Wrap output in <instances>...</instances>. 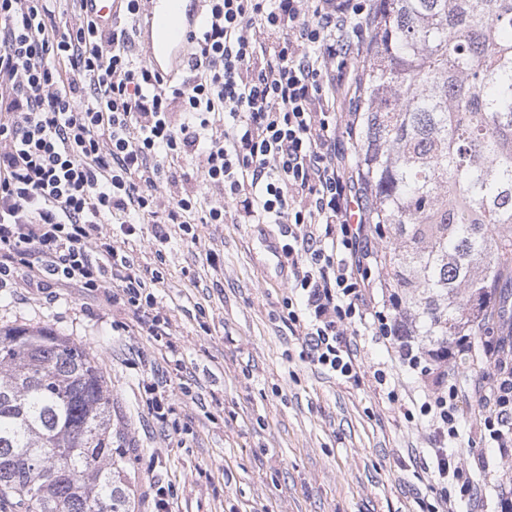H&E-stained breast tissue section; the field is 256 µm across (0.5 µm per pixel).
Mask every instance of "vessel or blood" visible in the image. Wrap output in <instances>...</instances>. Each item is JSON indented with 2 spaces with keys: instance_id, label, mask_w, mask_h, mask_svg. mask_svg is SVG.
Instances as JSON below:
<instances>
[{
  "instance_id": "1",
  "label": "vessel or blood",
  "mask_w": 512,
  "mask_h": 512,
  "mask_svg": "<svg viewBox=\"0 0 512 512\" xmlns=\"http://www.w3.org/2000/svg\"><path fill=\"white\" fill-rule=\"evenodd\" d=\"M85 11L102 29L120 14L121 0H83ZM202 15L201 0H143L137 22V49L160 75L181 58Z\"/></svg>"
}]
</instances>
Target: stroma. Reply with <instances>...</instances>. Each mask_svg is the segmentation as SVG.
<instances>
[{
    "label": "stroma",
    "instance_id": "1",
    "mask_svg": "<svg viewBox=\"0 0 512 512\" xmlns=\"http://www.w3.org/2000/svg\"><path fill=\"white\" fill-rule=\"evenodd\" d=\"M198 240L172 236L160 293L183 371L103 295L75 285L55 300L18 285L0 291V326L49 327L92 351L112 386V426L124 436L136 512H151L150 485L175 493V512H418L431 475L414 462L427 434L374 387L383 345L358 337L359 383L321 374L282 321L286 270L265 245L273 224H200ZM219 254L220 269L206 264ZM210 330L202 332L199 318ZM166 382L188 431L160 428L143 381ZM195 401L183 404L181 389Z\"/></svg>",
    "mask_w": 512,
    "mask_h": 512
}]
</instances>
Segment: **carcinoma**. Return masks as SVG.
Returning <instances> with one entry per match:
<instances>
[{
    "label": "carcinoma",
    "mask_w": 512,
    "mask_h": 512,
    "mask_svg": "<svg viewBox=\"0 0 512 512\" xmlns=\"http://www.w3.org/2000/svg\"><path fill=\"white\" fill-rule=\"evenodd\" d=\"M356 168L403 336L448 356L509 314L512 0H376ZM112 388L47 327L0 326V512H135Z\"/></svg>",
    "instance_id": "obj_1"
}]
</instances>
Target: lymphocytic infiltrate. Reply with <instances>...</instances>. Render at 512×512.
I'll return each instance as SVG.
<instances>
[{
  "label": "lymphocytic infiltrate",
  "mask_w": 512,
  "mask_h": 512,
  "mask_svg": "<svg viewBox=\"0 0 512 512\" xmlns=\"http://www.w3.org/2000/svg\"><path fill=\"white\" fill-rule=\"evenodd\" d=\"M55 0H0V288L73 284L131 313L171 357V321L158 301L168 226L196 242L199 224H277L288 264L286 321L310 362L360 379L351 338L367 330L430 391L404 408L432 448L435 505L420 512H483L476 472L512 462V368L498 340L482 342L471 388L436 351L401 336L371 268L373 229L346 171L333 79L357 37L363 0H203V19L176 78L131 52L134 28L101 30L85 15L59 28ZM195 167L187 184L178 164ZM175 186L161 201L162 185ZM357 223H349L351 206ZM155 226L145 236L144 223ZM151 251L137 263L126 241ZM471 396L495 458L460 440Z\"/></svg>",
  "instance_id": "f902f5d3"
}]
</instances>
